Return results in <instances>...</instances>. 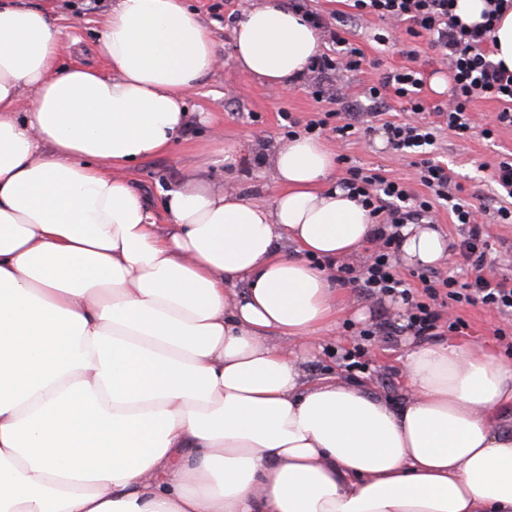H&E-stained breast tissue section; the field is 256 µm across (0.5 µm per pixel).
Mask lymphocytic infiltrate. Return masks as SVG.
Here are the masks:
<instances>
[{
	"instance_id": "obj_1",
	"label": "lymphocytic infiltrate",
	"mask_w": 512,
	"mask_h": 512,
	"mask_svg": "<svg viewBox=\"0 0 512 512\" xmlns=\"http://www.w3.org/2000/svg\"><path fill=\"white\" fill-rule=\"evenodd\" d=\"M455 0H352L353 14H339L335 21L344 25L348 18L371 16L382 21L395 20L405 24L413 37L426 38L431 49L448 63L450 100L447 106L429 105L424 72L416 64L392 68L369 87L368 106L351 105L338 101L345 117L336 126L338 136L351 133L365 118L380 119L379 130L394 151L415 154L418 178L429 195L417 197L405 183L389 179L381 173L356 165L348 166L341 185L369 209L377 223L419 224L428 218L434 202L445 201L457 224L462 228L461 238L454 248L465 260L468 273L442 272L425 269L417 275L426 301L414 298L413 288L396 269L394 257L398 242L394 236L380 237L373 254L361 271L347 270L345 281L367 296L392 295L400 297L411 308L407 327L418 336H439L443 331L461 328L460 320L442 324L439 310L432 301L439 296L470 305L480 304L489 310L512 315V286L486 276L484 260L491 250L490 235L479 222L477 207L461 198L460 185L447 164L429 158L427 146L434 143L438 125H446L457 137H468L475 128L471 106L487 99L500 103L492 123L482 131L484 138H493L498 127H512V72L493 62L491 55L492 31L503 12L512 8V0H486L479 24H466L454 12ZM335 55L315 56L311 72L326 79L339 70H360L365 58L363 50L348 38L336 36ZM400 103L410 112L411 120L388 121L384 115L388 102Z\"/></svg>"
}]
</instances>
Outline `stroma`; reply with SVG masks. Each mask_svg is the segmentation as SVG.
<instances>
[{
	"mask_svg": "<svg viewBox=\"0 0 512 512\" xmlns=\"http://www.w3.org/2000/svg\"><path fill=\"white\" fill-rule=\"evenodd\" d=\"M262 0H186L187 6L198 12L214 32L221 62L214 73L204 77L190 91L189 111L211 116L213 123L224 131V147L228 159H216L207 142L209 126L194 124L172 149L163 155L138 162L131 173L137 188L151 202H159L163 190L169 189L206 167L215 185L225 191L241 194L262 203H271L273 189L270 169L260 161L246 160L245 152L272 150L288 140V121L307 122L323 118L335 110L331 97L319 96L313 75H306L288 90L267 86L242 72L236 65L232 50V31L243 11L261 4ZM113 0H98L95 9H88L86 0H49L48 6L55 24L70 47L60 59L61 65L84 63L104 68L105 62L95 46L97 23L112 9ZM385 35V43H377L376 35ZM350 42L356 43L365 54L361 71L349 74L344 81L346 100L364 101L369 86L390 68L403 64L404 52L416 47L426 77L447 76L448 67L427 46L426 39L410 38L405 29L376 18L353 21L347 30ZM212 123V124H213ZM341 161L336 165V178H343L347 164L383 170L386 176L406 182L417 194H425L413 157H397L381 134L357 132L339 138L332 130L320 136ZM434 156L448 164L464 187L463 196L480 204L495 205L497 187L492 172L503 154H512V128L500 131L494 139H484L474 133L466 139L456 138L447 129H439L432 147ZM494 251L488 255L485 270L497 278L512 281V224H489ZM347 295L355 296L365 314L357 320L341 313L327 333L323 348L312 363L318 375L346 372L343 356L359 350L368 366L365 372L350 374L361 389L385 397L396 398L405 390L401 358L409 346L406 336H377V322L392 319V312L382 298L356 296L354 288ZM446 318L461 319L466 329L464 339L487 342L512 352V316L502 317L476 305L454 302L442 307Z\"/></svg>",
	"mask_w": 512,
	"mask_h": 512,
	"instance_id": "obj_1",
	"label": "stroma"
}]
</instances>
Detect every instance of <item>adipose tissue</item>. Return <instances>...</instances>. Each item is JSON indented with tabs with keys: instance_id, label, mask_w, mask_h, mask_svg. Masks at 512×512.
<instances>
[{
	"instance_id": "ef3b65f1",
	"label": "adipose tissue",
	"mask_w": 512,
	"mask_h": 512,
	"mask_svg": "<svg viewBox=\"0 0 512 512\" xmlns=\"http://www.w3.org/2000/svg\"><path fill=\"white\" fill-rule=\"evenodd\" d=\"M96 34L107 71L60 67L49 12L0 0V512H512V359L412 344L396 401L310 379L330 263L375 229L332 152L277 146L268 205L196 175L152 207L126 170L190 127L216 40L183 0H115ZM319 47L284 0L234 29L283 89ZM400 250L448 244L407 224Z\"/></svg>"
}]
</instances>
